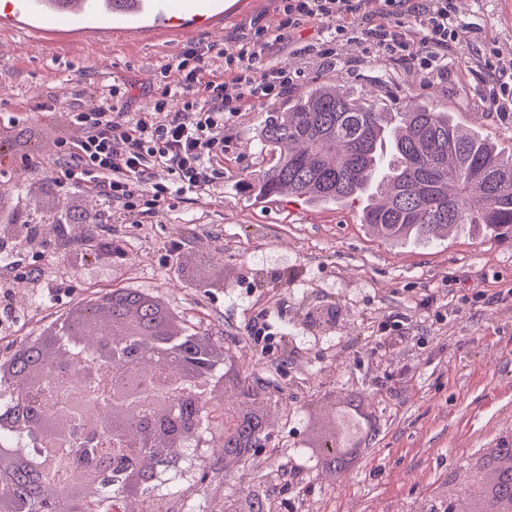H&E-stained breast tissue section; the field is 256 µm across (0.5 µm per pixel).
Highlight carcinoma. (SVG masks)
<instances>
[{
    "label": "carcinoma",
    "mask_w": 512,
    "mask_h": 512,
    "mask_svg": "<svg viewBox=\"0 0 512 512\" xmlns=\"http://www.w3.org/2000/svg\"><path fill=\"white\" fill-rule=\"evenodd\" d=\"M259 137L269 156L256 193L308 203L366 197L368 231L401 247L462 232L512 236V150L466 132L451 113L414 104L386 112L344 86H313L265 113ZM59 474H18L9 492L41 512L39 489Z\"/></svg>",
    "instance_id": "cac0c4a2"
}]
</instances>
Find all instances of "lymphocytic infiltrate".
I'll return each instance as SVG.
<instances>
[{
	"label": "lymphocytic infiltrate",
	"mask_w": 512,
	"mask_h": 512,
	"mask_svg": "<svg viewBox=\"0 0 512 512\" xmlns=\"http://www.w3.org/2000/svg\"><path fill=\"white\" fill-rule=\"evenodd\" d=\"M280 20L274 29L258 30L253 41L224 56L223 78L208 77L205 54H188L178 67L187 87L200 91L202 103L186 102L182 111L168 108L171 88H163L153 111L134 116L114 111L103 103L90 111L67 113L79 133L59 139L53 163L56 186L105 196L110 202L139 218L158 217L164 204L175 195L206 189L221 173L224 141L218 130L241 110L243 103L273 99L291 84L286 69L271 64V42H284L291 33L309 24H329L322 44L323 57L335 56L336 47L350 23L365 14L369 0H281ZM380 19L369 34L377 52L400 56L422 67L448 57V46L458 40L454 20L455 0H378ZM234 84L236 96L225 88ZM167 169L172 180L154 181L155 168ZM84 307L121 308L122 325L137 335L150 337L157 329L177 325L181 317L164 306L153 293L136 288L94 293ZM154 310L153 321L142 318L143 308ZM364 440L341 443L336 451L324 444L310 447L309 455L331 471H344L364 457ZM490 471L486 512H512V451L499 447L485 461Z\"/></svg>",
	"instance_id": "f902f5d3"
}]
</instances>
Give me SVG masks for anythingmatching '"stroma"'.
I'll return each instance as SVG.
<instances>
[{
	"label": "stroma",
	"instance_id": "stroma-1",
	"mask_svg": "<svg viewBox=\"0 0 512 512\" xmlns=\"http://www.w3.org/2000/svg\"><path fill=\"white\" fill-rule=\"evenodd\" d=\"M216 26L188 39L95 33L42 46L14 28L0 29V132L18 117L47 145L59 115L114 104L152 110L159 86L177 90L170 110L194 98L175 63L223 51L279 20L280 0H235ZM465 33L447 63L423 68L374 51L358 17L337 57L320 55L323 26L309 25L269 56L295 80L278 103L320 84L363 91L385 111L411 102L451 112L500 148H512V113L489 106L492 79L478 65L484 46L512 64V19L503 0H456ZM268 106L246 103L225 125L223 175L200 194L171 200L155 221L132 224L104 197L47 187L49 164L0 181V197L22 224L0 229V356L95 292L138 288L161 295L183 318L186 334L224 356L216 372L258 375L268 396L265 447L235 467L189 445L182 474L166 473L155 491L168 512H198L200 502L235 498L242 484L271 487L277 512H419L424 503L468 496L467 478L485 449L512 444V238L459 234L433 245L394 247L362 224L363 202L314 206L280 197L258 204L254 176L266 167L258 137ZM81 209L101 216L94 232L67 224L38 226ZM266 317L275 339L254 340ZM371 414L362 461L344 486L305 454L317 420L348 401Z\"/></svg>",
	"mask_w": 512,
	"mask_h": 512
}]
</instances>
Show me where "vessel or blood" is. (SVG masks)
Listing matches in <instances>:
<instances>
[{
	"instance_id": "b4317fda",
	"label": "vessel or blood",
	"mask_w": 512,
	"mask_h": 512,
	"mask_svg": "<svg viewBox=\"0 0 512 512\" xmlns=\"http://www.w3.org/2000/svg\"><path fill=\"white\" fill-rule=\"evenodd\" d=\"M220 0H126L123 16L144 18L157 34L173 35L175 25L219 19ZM112 0H6L0 20L32 31L38 37L109 23Z\"/></svg>"
}]
</instances>
